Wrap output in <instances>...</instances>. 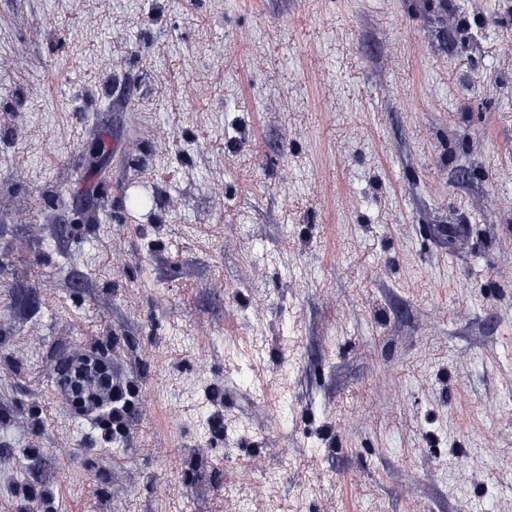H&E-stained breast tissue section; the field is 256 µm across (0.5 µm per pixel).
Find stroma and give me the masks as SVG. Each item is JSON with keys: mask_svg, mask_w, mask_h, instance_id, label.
Returning a JSON list of instances; mask_svg holds the SVG:
<instances>
[{"mask_svg": "<svg viewBox=\"0 0 512 512\" xmlns=\"http://www.w3.org/2000/svg\"><path fill=\"white\" fill-rule=\"evenodd\" d=\"M511 12L0 0V95L28 109L18 128L0 110L28 153L0 155V497L21 474L57 512H512ZM102 132L129 151L77 224ZM106 345L114 380L161 383L122 445H86L61 408L32 433L62 357ZM201 383L223 391L219 450L179 414Z\"/></svg>", "mask_w": 512, "mask_h": 512, "instance_id": "1", "label": "stroma"}]
</instances>
